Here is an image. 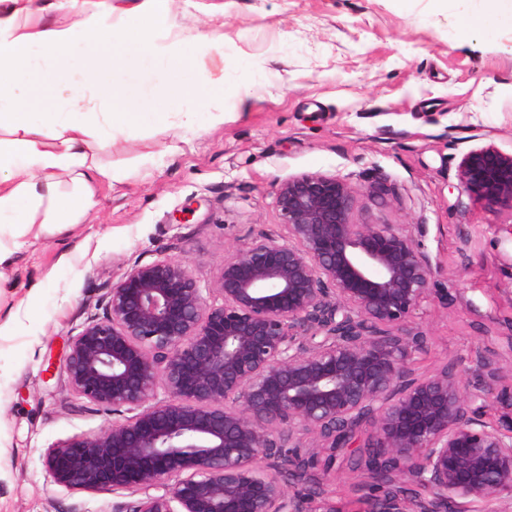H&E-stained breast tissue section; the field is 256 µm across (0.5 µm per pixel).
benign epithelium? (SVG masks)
<instances>
[{
  "mask_svg": "<svg viewBox=\"0 0 512 512\" xmlns=\"http://www.w3.org/2000/svg\"><path fill=\"white\" fill-rule=\"evenodd\" d=\"M459 179L489 211L512 212V154L471 150ZM353 205L336 176L296 175L277 194L288 242L238 249L215 287L175 260L132 266L60 366L76 396L128 416L46 449L51 481L73 494L125 490L138 496L131 512H345L309 469L325 452L330 471L368 426L374 471L353 512L512 501V434L476 406L495 371L479 397L447 364L412 375L429 259L407 225L356 224ZM265 460L288 462L303 493Z\"/></svg>",
  "mask_w": 512,
  "mask_h": 512,
  "instance_id": "1",
  "label": "benign epithelium"
}]
</instances>
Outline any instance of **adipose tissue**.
I'll list each match as a JSON object with an SVG mask.
<instances>
[{
    "mask_svg": "<svg viewBox=\"0 0 512 512\" xmlns=\"http://www.w3.org/2000/svg\"><path fill=\"white\" fill-rule=\"evenodd\" d=\"M170 2L139 0L104 11L94 0H74L75 19L68 25L34 23L16 11L0 15V238L80 223L94 204L93 183L110 176L87 162L106 131L164 125L187 104L223 97V86L193 75L208 36L161 42L147 32L135 38L130 53L114 52L129 17L166 16ZM462 12L456 35L463 41L481 27H512V0H464ZM78 37L86 53L76 66L71 48ZM128 63L174 78L137 101L105 77L108 67ZM62 173L70 175L75 195L59 192Z\"/></svg>",
    "mask_w": 512,
    "mask_h": 512,
    "instance_id": "ef3b65f1",
    "label": "adipose tissue"
}]
</instances>
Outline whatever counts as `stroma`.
I'll return each instance as SVG.
<instances>
[{"label":"stroma","mask_w":512,"mask_h":512,"mask_svg":"<svg viewBox=\"0 0 512 512\" xmlns=\"http://www.w3.org/2000/svg\"><path fill=\"white\" fill-rule=\"evenodd\" d=\"M146 26L223 35L197 70L223 79L224 120L197 104L193 122L115 132L85 222L26 238L0 275V322L31 311L0 335V512H130L132 494H72L44 469L46 448L113 420L61 375L68 340L133 265L180 261L209 288L236 248L287 241L276 197L303 173L346 182L355 223L410 225L433 288L410 367L450 363L477 388L492 358L500 396L481 418L512 431V213L458 177L471 150L512 154V28L460 41L432 0H172L166 19L128 23Z\"/></svg>","instance_id":"1"}]
</instances>
